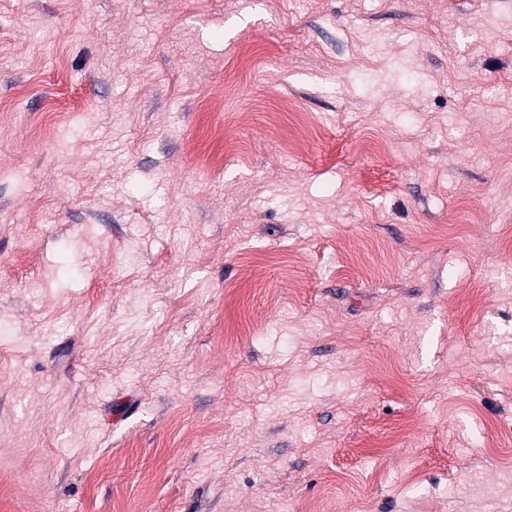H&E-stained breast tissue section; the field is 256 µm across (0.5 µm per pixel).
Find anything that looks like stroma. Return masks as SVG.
Returning <instances> with one entry per match:
<instances>
[{
	"instance_id": "stroma-1",
	"label": "stroma",
	"mask_w": 512,
	"mask_h": 512,
	"mask_svg": "<svg viewBox=\"0 0 512 512\" xmlns=\"http://www.w3.org/2000/svg\"><path fill=\"white\" fill-rule=\"evenodd\" d=\"M0 512H512V0H0Z\"/></svg>"
}]
</instances>
